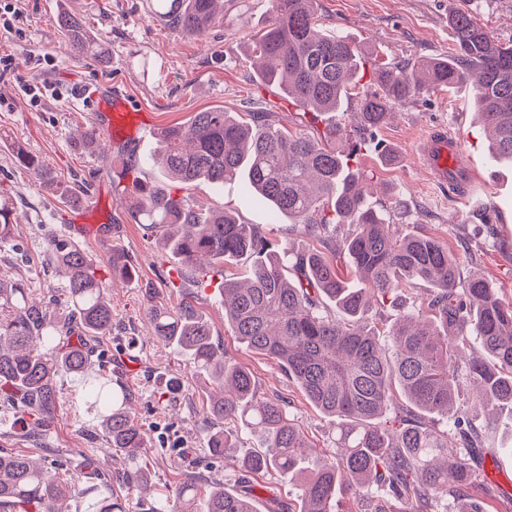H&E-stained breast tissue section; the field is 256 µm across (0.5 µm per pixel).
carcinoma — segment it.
Segmentation results:
<instances>
[{"instance_id":"cac0c4a2","label":"carcinoma","mask_w":512,"mask_h":512,"mask_svg":"<svg viewBox=\"0 0 512 512\" xmlns=\"http://www.w3.org/2000/svg\"><path fill=\"white\" fill-rule=\"evenodd\" d=\"M152 15L200 37L224 19V0H150ZM58 26L75 54L103 62L98 41L79 19L62 15ZM454 48L446 58L411 66L374 65L376 88L359 100L358 142L338 150L305 133L291 134L261 112L243 117L222 108L195 113L162 128L150 162L181 184L222 186L243 180L272 215L298 223L299 232L322 249L278 248L259 224L233 214L197 212L190 201L152 182L137 184L134 219L155 234L181 263L178 276L203 284L224 266L248 261L245 278H224V318L252 351L275 360L320 412L336 421L338 452L317 451L285 406L261 399L252 373L224 359L210 325L188 307L154 304L147 310L154 334L185 354L215 384L206 413L230 422L248 414L259 450L243 465L254 474L277 471L302 478L300 512H335L349 495L369 503L365 512H390L391 500L432 501L460 494L472 472L455 462L478 447L494 419L477 426L457 407L461 388L479 386L477 405L512 408V301L485 277H461L463 257L437 240L401 233L366 199L364 175L351 168L389 111L424 93L469 80L476 89L478 119L494 161L512 162V40L495 38L468 12L449 17ZM262 64L258 76L293 98L305 111L335 112L359 81V47L339 32L318 29L315 0H273V16L253 41ZM18 166L51 181L42 161L16 147ZM13 207L0 191V245L11 242ZM354 230L338 240L331 225ZM47 257L66 278L65 296L40 306L21 282L0 280V400L19 404L29 432L46 431L58 403L56 377L87 372L92 350L86 337L112 329L100 266L71 238H53ZM347 259L351 279L333 262ZM112 272L131 274L130 258L112 250ZM429 287L430 318L405 314L387 334L369 317V300L401 307L408 288ZM89 394L110 447L137 462L145 441L128 410L129 395L95 379ZM400 426L383 417L396 396ZM459 437L448 448V436ZM238 433L219 430L209 453L222 458L238 448ZM0 451V512H69L85 488L62 478V464ZM98 512H125L106 481ZM151 512H255L252 490L220 484L202 488L177 483Z\"/></svg>"}]
</instances>
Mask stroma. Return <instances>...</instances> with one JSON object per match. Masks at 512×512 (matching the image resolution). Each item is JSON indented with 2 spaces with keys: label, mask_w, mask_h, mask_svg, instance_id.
I'll list each match as a JSON object with an SVG mask.
<instances>
[{
  "label": "stroma",
  "mask_w": 512,
  "mask_h": 512,
  "mask_svg": "<svg viewBox=\"0 0 512 512\" xmlns=\"http://www.w3.org/2000/svg\"><path fill=\"white\" fill-rule=\"evenodd\" d=\"M15 8L14 28L0 29V186L9 191L15 217L13 245L0 246V278L24 281L35 301L61 293L65 279L45 247L50 237L73 236L79 220L91 228L81 241L99 264L107 265L112 247H120L131 259L132 277L108 282L112 329L93 338L95 356L85 377L58 375L59 406L46 435L30 436L16 407L0 403V448L59 460L78 478L87 457L102 475L124 471L86 403V380L103 376L130 394V410L146 436V455L138 463L144 481L138 491L124 494L126 512H148L175 484L199 473L209 483L233 485L240 473L238 453L216 459L206 452L207 438L218 426L202 410L211 381L156 338L146 315L155 302L171 308L185 304L205 318L227 360L253 373L259 396L284 403L313 446L335 452L334 422L307 402L277 362L238 340L224 318L218 289L169 285L166 272L175 262L157 237L136 224L131 204L135 181L163 179L148 162L155 130L221 107L272 113L293 132L335 129L342 148L356 124L357 96L314 122L279 89L259 81L250 45L272 15V0H226L223 24L201 38L151 16L148 0H17ZM316 9L321 28L350 37L366 60L395 65L449 55L448 17L457 11L472 13L498 39H512V0H316ZM63 12L81 19L101 40L105 63L70 55L57 25ZM78 84H108L125 93L149 115L152 131L110 151L84 146L91 112L87 100L71 93ZM30 85L40 88L39 101L27 94ZM438 126L447 128L469 161L465 190L438 188L418 161L420 140ZM18 145L42 160L55 186L16 164ZM356 163L372 179L371 205L389 213L401 232L437 238L463 254L466 271L486 277L500 296L512 300V164L492 161L471 85L397 106ZM61 185L83 191L79 207L60 203ZM169 189L204 207L231 210L243 223L263 225L274 243L290 250L313 245L287 218L271 222L243 183L221 188L173 183ZM171 379L179 381V390L167 389ZM466 463L473 473L469 495L486 512H512V485L506 482L512 476V421L501 420ZM249 481L257 512H268L274 498L289 512H299L297 483L274 472Z\"/></svg>",
  "instance_id": "obj_1"
}]
</instances>
